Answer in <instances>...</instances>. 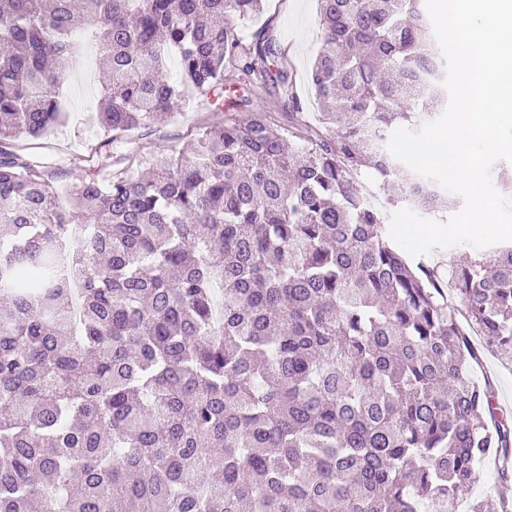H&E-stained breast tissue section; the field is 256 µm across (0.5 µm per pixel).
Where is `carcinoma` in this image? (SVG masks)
<instances>
[{"label":"carcinoma","instance_id":"1","mask_svg":"<svg viewBox=\"0 0 512 512\" xmlns=\"http://www.w3.org/2000/svg\"><path fill=\"white\" fill-rule=\"evenodd\" d=\"M423 2L317 0L312 125L292 74L266 67L272 42L232 24L261 0H86L104 140L62 202L32 150L68 118L79 10L0 0V512H457L487 461L512 481V426L445 292L512 358V247L413 267L358 182L448 211L386 147L419 102L447 106ZM270 84L286 128L251 108ZM226 91L236 110L152 177L98 161L190 98L223 111Z\"/></svg>","mask_w":512,"mask_h":512}]
</instances>
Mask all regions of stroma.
I'll list each match as a JSON object with an SVG mask.
<instances>
[{"label": "stroma", "mask_w": 512, "mask_h": 512, "mask_svg": "<svg viewBox=\"0 0 512 512\" xmlns=\"http://www.w3.org/2000/svg\"><path fill=\"white\" fill-rule=\"evenodd\" d=\"M263 7L261 15L242 22L243 33L250 42L259 36L274 43L276 54L268 59L271 69L284 68L293 74L305 115H314L318 107L308 86L307 72L322 46L317 2L263 0ZM99 80L96 74L84 77L82 67H75L64 88L69 119L56 128L41 151L44 160L60 166L56 180L59 190H66L85 177V169L73 164L72 159L86 154L90 145L101 140L100 129L89 120L100 98ZM209 116L206 102L193 101L180 108L173 118L152 129L133 133L122 150L146 159L171 146L186 147L190 142L189 130ZM471 341L481 356V363L473 372L474 378L492 379L497 403L512 418V361L487 346L482 336H472Z\"/></svg>", "instance_id": "stroma-1"}]
</instances>
